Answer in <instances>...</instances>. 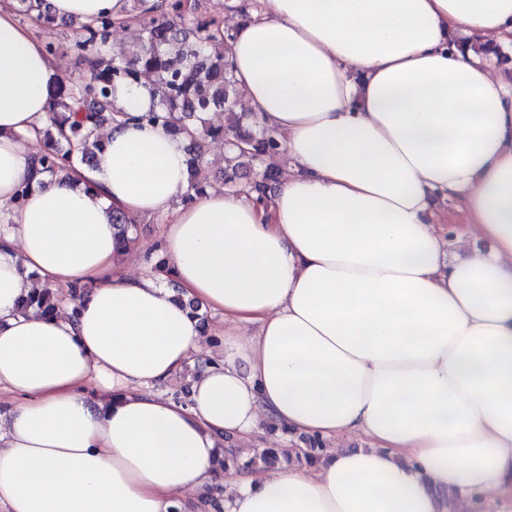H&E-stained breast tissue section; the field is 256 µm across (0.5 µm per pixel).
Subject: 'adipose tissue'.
I'll return each instance as SVG.
<instances>
[{
    "label": "adipose tissue",
    "mask_w": 512,
    "mask_h": 512,
    "mask_svg": "<svg viewBox=\"0 0 512 512\" xmlns=\"http://www.w3.org/2000/svg\"><path fill=\"white\" fill-rule=\"evenodd\" d=\"M46 2L74 24L127 15ZM266 2L225 61L288 176L186 205L185 141L136 122L141 84L93 167L33 176L64 72L0 0V204L29 186L0 229V512H448L445 492L512 490V0ZM116 213L169 214L180 294L118 266ZM47 285L57 312L21 313ZM194 303L224 327L183 405L152 388L200 349ZM264 416L369 445L221 467Z\"/></svg>",
    "instance_id": "ef3b65f1"
}]
</instances>
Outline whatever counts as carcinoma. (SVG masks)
<instances>
[{
  "mask_svg": "<svg viewBox=\"0 0 512 512\" xmlns=\"http://www.w3.org/2000/svg\"><path fill=\"white\" fill-rule=\"evenodd\" d=\"M18 14L49 30L56 19L45 9V0H17ZM191 12L183 0H162L159 7L142 10L141 52L134 59H124L111 52L112 29L121 20L102 13L78 27L79 34L66 47L44 42L52 57L68 55L85 66L78 80L66 79L50 87L55 131L44 137L52 142L37 153L35 172L54 177L75 164H90L104 147L101 129L119 114L114 93L121 84L147 80L158 96V105L135 120L155 124L164 122L189 143L187 164L189 185L183 196L186 204L204 194L205 181L199 177L207 162L202 139L223 137L227 146L225 182L236 184L255 164L283 150L275 130L260 126L253 114L236 117L225 128L206 125L205 115L213 111L234 112L241 91L224 62V46L233 39L215 19L201 20L187 27L182 24ZM275 182V174L266 168L260 177L245 187L265 193ZM115 235L122 245L132 241L134 222L114 216ZM57 292L50 288L24 301L23 309L35 308L43 315L56 309Z\"/></svg>",
  "mask_w": 512,
  "mask_h": 512,
  "instance_id": "cac0c4a2",
  "label": "carcinoma"
}]
</instances>
